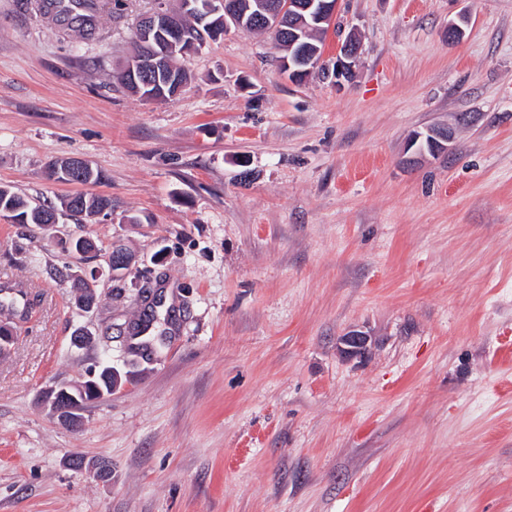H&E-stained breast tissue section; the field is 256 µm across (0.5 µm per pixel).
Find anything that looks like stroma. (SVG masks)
I'll list each match as a JSON object with an SVG mask.
<instances>
[{"mask_svg": "<svg viewBox=\"0 0 512 512\" xmlns=\"http://www.w3.org/2000/svg\"><path fill=\"white\" fill-rule=\"evenodd\" d=\"M156 2L109 0L82 38L0 0V186L112 202L0 215V286L40 300L0 355V512H512V0H338L323 59L357 32L348 82L291 83L233 30L145 101L115 72ZM433 126L450 150L413 160ZM71 157L105 180L48 178ZM79 236L99 256L56 244ZM149 288L180 316L166 343L113 352L127 381L65 426L45 391L102 356L75 329L116 335ZM352 329L372 346L348 360ZM76 197H78V198L84 197L85 198L81 207L72 205V198H76ZM107 201L102 200L101 198H98V197H86L83 195H78V196H74V197L64 200L61 203V210L64 211V209H65L66 211L74 213L71 215L84 213V215L91 217L94 215H98V214L102 213L105 209H107L110 206L109 205L110 202L108 201L109 202L108 203ZM371 338L362 330L353 329L341 336L338 350L348 359L362 358L369 350Z\"/></svg>", "mask_w": 512, "mask_h": 512, "instance_id": "1", "label": "stroma"}]
</instances>
